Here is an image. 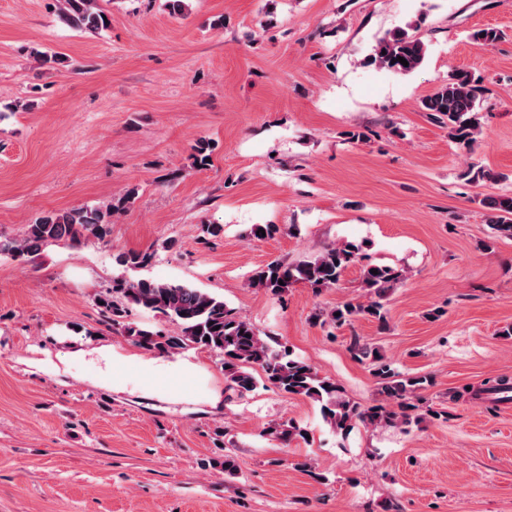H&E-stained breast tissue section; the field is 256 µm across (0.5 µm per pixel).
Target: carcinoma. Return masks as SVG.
Listing matches in <instances>:
<instances>
[{
  "instance_id": "1",
  "label": "carcinoma",
  "mask_w": 512,
  "mask_h": 512,
  "mask_svg": "<svg viewBox=\"0 0 512 512\" xmlns=\"http://www.w3.org/2000/svg\"><path fill=\"white\" fill-rule=\"evenodd\" d=\"M60 19L81 31L97 32L108 25L107 15L98 0H63ZM473 39L488 48L501 39V33L494 28H484L476 31ZM425 55L426 47L422 41L404 30H396L377 40L368 64L405 75L417 69ZM400 57L405 58L408 65L398 62ZM485 92L480 78L459 71L448 79V83L423 97L420 108L432 121L448 129L452 141L469 150L481 134L477 105ZM192 159L194 167L207 165L209 142H197ZM465 176L476 185L503 178V175L478 165L470 166ZM479 203L486 209V220L496 236L512 239V195L485 196ZM115 212L111 206L44 212L27 225L23 238L0 237V257L33 258L60 242L77 246L91 236L102 239L107 235ZM150 260V254L135 250L121 252L116 257L120 266L131 271L145 268ZM360 260L357 245H331L313 258L291 263L272 261L255 270L248 285L275 296L287 293L296 284H305L319 292L338 285L346 270ZM374 269L377 270L375 274L372 273ZM401 279L402 273L391 267L368 265L362 273L365 301L353 298L330 310L318 309L311 319L322 326L329 324L339 328L360 317H369L384 329L387 325L384 300ZM115 288L122 292L125 303L119 305L108 298L101 299L103 312L113 328L150 351L168 354L192 348L220 355L226 390L234 394L243 395L261 386L307 398L319 405L324 421L343 437L358 422L372 426H409L421 420L419 410L423 398L420 392L431 384V380L396 370L357 339L351 350L360 360L372 358L373 374L381 380V391L389 400L387 406L362 409L346 400L336 382L319 376L311 365L293 356L286 346L261 333L224 299L207 291L148 278L117 280ZM131 306L171 319L179 325L180 331L166 336L147 325L125 321ZM266 433L284 443L308 437V429L291 419L269 426Z\"/></svg>"
}]
</instances>
